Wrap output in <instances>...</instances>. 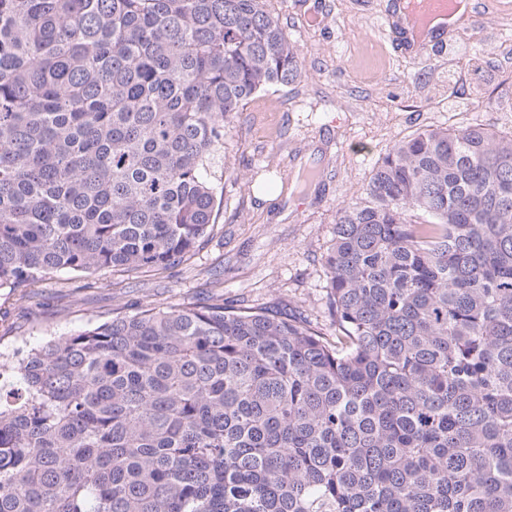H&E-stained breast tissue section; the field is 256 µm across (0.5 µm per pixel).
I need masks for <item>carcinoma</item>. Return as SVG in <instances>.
Here are the masks:
<instances>
[{"label":"carcinoma","instance_id":"1","mask_svg":"<svg viewBox=\"0 0 512 512\" xmlns=\"http://www.w3.org/2000/svg\"><path fill=\"white\" fill-rule=\"evenodd\" d=\"M298 76L263 0H0V288L185 260ZM325 263L331 335L221 295L6 365L0 512H512V133L397 142Z\"/></svg>","mask_w":512,"mask_h":512}]
</instances>
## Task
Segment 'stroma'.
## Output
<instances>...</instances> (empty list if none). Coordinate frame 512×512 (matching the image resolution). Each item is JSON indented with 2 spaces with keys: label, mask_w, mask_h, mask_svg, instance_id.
<instances>
[{
  "label": "stroma",
  "mask_w": 512,
  "mask_h": 512,
  "mask_svg": "<svg viewBox=\"0 0 512 512\" xmlns=\"http://www.w3.org/2000/svg\"><path fill=\"white\" fill-rule=\"evenodd\" d=\"M391 3L264 0L294 42L300 75L230 123L210 168L222 203L204 242L166 271L63 272L0 288V363L117 311L219 295L332 333L325 257L337 210L364 202L378 161L427 126L512 130V0H479L451 36L409 53L397 46Z\"/></svg>",
  "instance_id": "stroma-1"
}]
</instances>
